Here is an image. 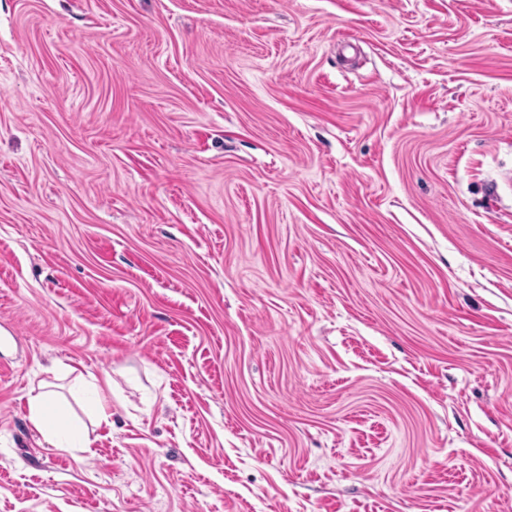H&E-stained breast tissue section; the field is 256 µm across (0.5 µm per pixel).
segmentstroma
Listing matches in <instances>:
<instances>
[{
  "mask_svg": "<svg viewBox=\"0 0 512 512\" xmlns=\"http://www.w3.org/2000/svg\"><path fill=\"white\" fill-rule=\"evenodd\" d=\"M507 169L512 0H0V512H512ZM50 402L49 392H41L35 396L30 403V421L52 446L67 450L68 448H63L67 443V438L60 435L59 427L48 414L47 408Z\"/></svg>",
  "mask_w": 512,
  "mask_h": 512,
  "instance_id": "1",
  "label": "stroma"
}]
</instances>
